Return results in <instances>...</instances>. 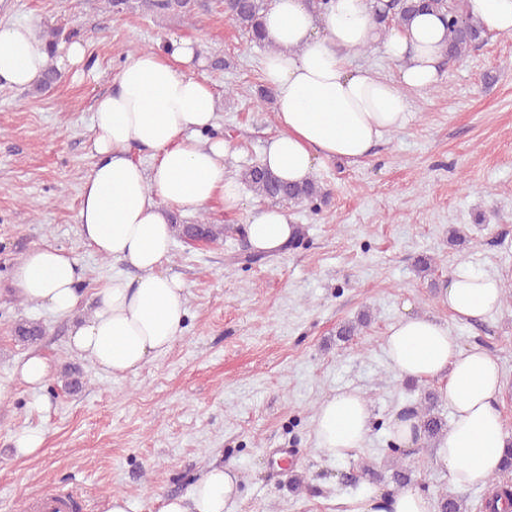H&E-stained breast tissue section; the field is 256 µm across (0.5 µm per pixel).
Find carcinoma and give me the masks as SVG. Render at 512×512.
<instances>
[{"label":"carcinoma","instance_id":"cac0c4a2","mask_svg":"<svg viewBox=\"0 0 512 512\" xmlns=\"http://www.w3.org/2000/svg\"><path fill=\"white\" fill-rule=\"evenodd\" d=\"M144 9L190 19L193 16L195 0H141ZM269 8V0H224V15L240 31L248 34L258 44L263 43V17ZM418 13L438 14L446 21L449 32L447 49L448 60H456L470 48L479 46L485 37V29L467 17L465 0H390L386 7L380 9L375 19L380 25H402ZM74 33L64 32L61 28H52L47 32V50L50 58H55L59 46L67 43ZM242 182L254 195L271 201L290 203L324 202L327 192L315 180L290 184L278 179L268 168L256 163L246 168L241 174ZM176 235L187 240L212 241L223 234L224 228L215 224L198 222L196 224L174 225ZM43 327L34 322L19 323L14 328L15 341L32 346L41 341ZM58 381L62 389L70 392L82 387V373L75 367L66 366L60 373ZM418 420L419 436L424 444L439 440L445 422L439 414V396L436 392H423L420 406L412 412ZM397 459L389 476V482L402 488L413 481V470L405 465V453L397 447L391 448ZM438 512H467L466 501L452 494H445L438 500Z\"/></svg>","mask_w":512,"mask_h":512}]
</instances>
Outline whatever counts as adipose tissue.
I'll use <instances>...</instances> for the list:
<instances>
[{"label": "adipose tissue", "instance_id": "1", "mask_svg": "<svg viewBox=\"0 0 512 512\" xmlns=\"http://www.w3.org/2000/svg\"><path fill=\"white\" fill-rule=\"evenodd\" d=\"M470 17L487 31L512 33V0H468ZM375 0H332L317 12L308 0H272L264 41L271 50L262 80L275 94V124L261 158L288 182L312 179L332 160L363 161L383 136L404 130L411 118L409 91L434 86L448 44V28L422 14L409 25L380 28ZM376 44L399 70L398 79L354 69L350 58ZM190 42L170 53L128 55L114 91L99 98L92 114L97 161L85 177L77 219L92 252L123 269L101 281L92 294L80 286L76 258L42 244L29 250L12 273L19 298L70 321L71 352L122 378L166 354L182 339L187 287L169 273L172 212L196 213L211 204L237 210L243 192L224 164L229 145L203 138L217 120V96L196 78ZM48 64L45 37L33 23L0 25V78L28 87ZM150 151L149 160L132 155ZM286 212L255 205L244 226L252 251L273 255L293 238ZM504 280L469 263L455 265L439 291V302L462 323L480 322L501 307ZM390 367L403 379L439 382L453 409L432 467L446 471L452 491L486 485L498 472L512 432L500 404L512 384L485 348L462 345L447 323L429 316H405L386 334ZM53 365L30 351L10 381L0 382V400L14 384L47 385ZM365 396L340 389L314 414L316 446L332 458L353 456L370 431ZM240 474L233 465L211 463L186 493L159 499L157 512H234ZM358 512H437L435 499L411 484L387 496L363 498Z\"/></svg>", "mask_w": 512, "mask_h": 512}]
</instances>
